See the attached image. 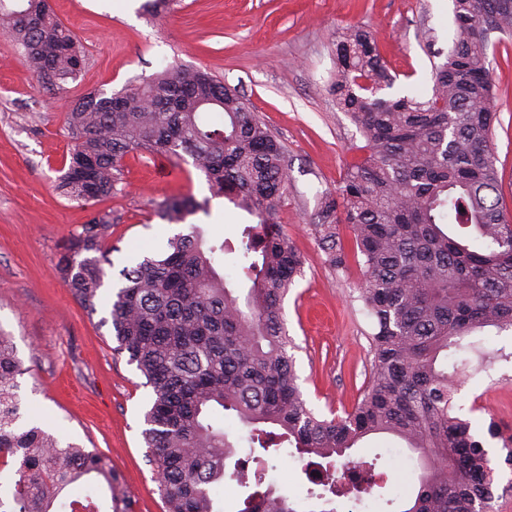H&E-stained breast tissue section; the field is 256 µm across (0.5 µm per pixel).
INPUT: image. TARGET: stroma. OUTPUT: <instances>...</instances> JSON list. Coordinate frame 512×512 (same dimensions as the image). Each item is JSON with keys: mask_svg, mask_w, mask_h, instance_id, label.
<instances>
[{"mask_svg": "<svg viewBox=\"0 0 512 512\" xmlns=\"http://www.w3.org/2000/svg\"><path fill=\"white\" fill-rule=\"evenodd\" d=\"M144 0H49L85 51L67 97L42 88L13 43L0 35V329L13 336L26 368L21 394L30 416L65 439L108 454L135 512H163L142 430L151 390L115 350L109 295L133 258L159 253L166 239L199 225L205 237L235 238L247 215L215 200L209 213L170 224L157 202L209 195L192 165L166 163L164 155L131 153L111 198L84 203L64 197L57 177L69 152L67 100L90 92L113 94L160 71L191 65L236 89L286 149L288 194L279 223L305 259L304 273L284 301V319L297 348L298 384L325 416L351 410L372 368L370 319L354 286L357 262L336 271L311 232L317 198L335 191L364 141L340 112L330 91L338 36L351 28L369 32L399 78L391 90L429 92L432 66L452 46V0H175L158 17ZM512 42L497 47L493 77L499 121L493 137L501 193L512 213ZM118 222L105 245L113 266L96 315H88L56 272L63 243L97 211ZM457 413L479 430L489 423L512 429V361L491 372L469 371L455 396ZM351 461H372L384 487L375 489L374 512H400L417 483V452L388 433L355 447ZM267 481L293 498L299 512H320L309 498L302 464L288 453L267 458Z\"/></svg>", "mask_w": 512, "mask_h": 512, "instance_id": "stroma-1", "label": "stroma"}]
</instances>
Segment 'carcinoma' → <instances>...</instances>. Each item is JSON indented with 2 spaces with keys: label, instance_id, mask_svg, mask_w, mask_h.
Listing matches in <instances>:
<instances>
[{
  "label": "carcinoma",
  "instance_id": "obj_1",
  "mask_svg": "<svg viewBox=\"0 0 512 512\" xmlns=\"http://www.w3.org/2000/svg\"><path fill=\"white\" fill-rule=\"evenodd\" d=\"M455 37L433 65L431 92L384 97L397 75L373 37L352 29L336 41V106L365 141L335 192L318 201L314 231L329 266L361 258L359 299L371 320L372 369L361 400L325 417L298 384L282 303L303 260L277 224L288 190L285 148L234 91L198 68L168 65L111 96L89 93L69 106V159L58 188L76 201L112 196L130 152L191 159L210 197L166 200L172 224L222 199L255 219L236 240H205L195 224L163 250L120 271L110 321L115 350L152 388L142 437L166 512H219L224 482L256 487L238 512H298L265 486V462L225 461L232 443L220 415L250 427L248 443L295 449L310 497L371 492V470L336 477L334 458L363 438L391 433L425 460L402 512H491L496 463L471 422L454 411L476 332H512V216L502 206L490 35L512 37V0H453ZM0 33L24 48L38 84L63 91L84 51L48 0H0ZM112 210L98 212L64 245L58 270L88 314L104 285ZM348 224L347 250L338 224ZM237 257L244 295L217 267ZM23 362L0 332V471L11 466L0 512H132L112 460L65 440L27 414Z\"/></svg>",
  "mask_w": 512,
  "mask_h": 512
}]
</instances>
